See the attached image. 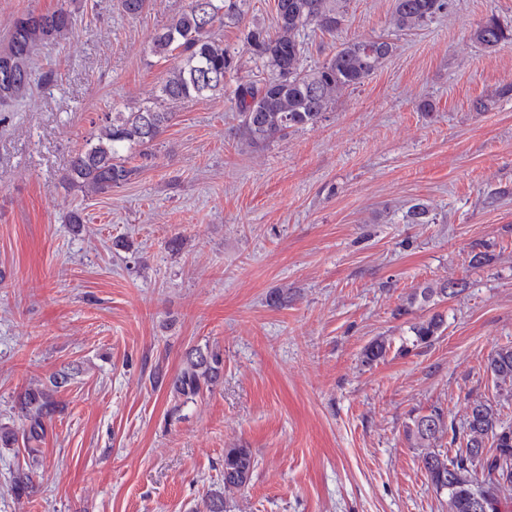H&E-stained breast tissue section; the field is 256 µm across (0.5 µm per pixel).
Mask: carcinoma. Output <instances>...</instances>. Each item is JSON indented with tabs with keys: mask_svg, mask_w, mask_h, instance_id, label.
<instances>
[{
	"mask_svg": "<svg viewBox=\"0 0 512 512\" xmlns=\"http://www.w3.org/2000/svg\"><path fill=\"white\" fill-rule=\"evenodd\" d=\"M246 0H189L187 8L162 31L155 33L149 51L172 58L153 102L128 112L105 117L96 140L74 156L67 183L85 195L106 194L134 179L142 166L133 163L145 156L168 127L178 104L224 93L226 75L236 70V55L215 36V28L243 22ZM148 0H119L128 17L141 15ZM347 0H277L273 30L252 26L244 40L266 76L239 84L234 103L240 114L239 135L250 147H263L288 135V131L316 124L328 111L337 93L356 89L375 73L393 51L383 39H352L336 47L329 59L311 68L303 67L304 35L315 28L335 35L346 18ZM447 7V0H395L392 23L400 31L419 29ZM75 14L64 4L53 11L30 10L13 18L9 37L0 45V112L23 101L35 86L54 81L53 70L40 69L41 49L73 34ZM487 49L512 39V30L490 18L474 32ZM449 284L428 285L410 297L423 303L448 295ZM444 315L434 313L410 327L408 346H427L442 332ZM391 343L373 341L364 351L366 361L387 354ZM220 353L192 348L183 368L171 380L170 391L185 402L220 378ZM487 370L494 377L503 402L512 397V345L501 346L488 356ZM70 381L61 372L47 386L27 389L21 400L25 422L19 430L0 426L1 448H23L29 466L39 463L47 423L58 411L55 394ZM448 434V414L437 406L418 414L406 426L405 436L423 449L422 463L438 495L446 496L447 512H512V425L502 410L486 401L474 400L466 408L452 447H442ZM257 459L249 448L224 449V478L220 491H210L204 500L206 512H227V495L250 483ZM482 470L485 479L476 478Z\"/></svg>",
	"mask_w": 512,
	"mask_h": 512,
	"instance_id": "1",
	"label": "carcinoma"
}]
</instances>
